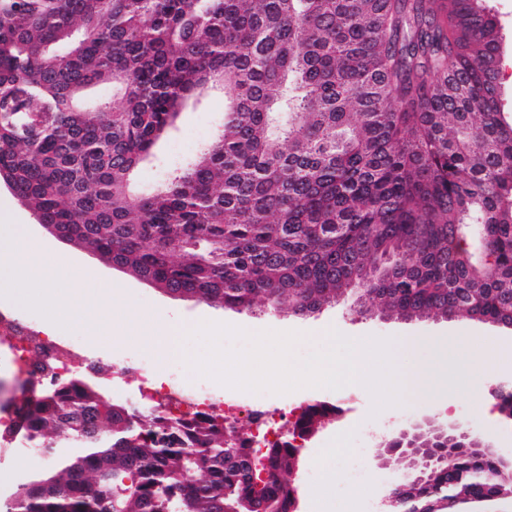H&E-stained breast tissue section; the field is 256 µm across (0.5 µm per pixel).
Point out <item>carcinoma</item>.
I'll list each match as a JSON object with an SVG mask.
<instances>
[{
    "instance_id": "obj_1",
    "label": "carcinoma",
    "mask_w": 512,
    "mask_h": 512,
    "mask_svg": "<svg viewBox=\"0 0 512 512\" xmlns=\"http://www.w3.org/2000/svg\"><path fill=\"white\" fill-rule=\"evenodd\" d=\"M486 0H0V169L40 224L172 295L308 316L358 290L401 319L512 324V118ZM110 85L118 103L86 104ZM224 125L153 193L136 168L191 99ZM8 405L54 465L5 512H290L296 448L263 483L224 424L114 404L78 372ZM328 411L310 405L311 429ZM65 434L78 450L64 454ZM500 459L396 492L451 512Z\"/></svg>"
}]
</instances>
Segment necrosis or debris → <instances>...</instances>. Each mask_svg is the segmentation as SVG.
<instances>
[{"label":"necrosis or debris","mask_w":512,"mask_h":512,"mask_svg":"<svg viewBox=\"0 0 512 512\" xmlns=\"http://www.w3.org/2000/svg\"><path fill=\"white\" fill-rule=\"evenodd\" d=\"M0 344L6 346L19 379L34 374L48 386L68 377L77 368L92 366L97 367L100 375L109 382L131 373L138 377L139 393L148 404L173 401L188 416L220 417L228 428L240 417H247L250 431L242 439V446L247 451L302 445L300 429L288 427V411L257 408L246 398L216 400L209 387L192 381L186 368L171 369L160 378L156 375L155 361L149 356L128 360L118 355L96 365L82 355L78 337L50 336L4 313H0Z\"/></svg>","instance_id":"1"}]
</instances>
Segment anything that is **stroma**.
Returning a JSON list of instances; mask_svg holds the SVG:
<instances>
[{
    "instance_id": "1",
    "label": "stroma",
    "mask_w": 512,
    "mask_h": 512,
    "mask_svg": "<svg viewBox=\"0 0 512 512\" xmlns=\"http://www.w3.org/2000/svg\"><path fill=\"white\" fill-rule=\"evenodd\" d=\"M489 6L504 36L501 57V89L503 104L512 111V0H490ZM224 123V92L222 88L210 89L200 100L189 101L181 112L169 134L159 141L136 174L138 187L147 189L159 186L170 169L196 155L221 129ZM0 216L22 227L25 232L47 251L48 255L61 257L76 265L92 270L101 280L111 282L116 294L112 301L115 316H124L126 311L154 317L169 316L189 327L204 321H214L240 327L256 334L265 330L281 328L297 331L302 335L294 348L296 358H304L314 349L323 347V338L329 330L346 335L376 336L393 341V354L399 367L412 368L427 364L433 358L431 352L415 348H403L406 339L425 336L453 334L462 338L486 336L497 340L499 349L512 351V329L472 320L462 316L444 319L398 320L379 313L377 307L359 306L355 293L342 296L336 304L323 308L319 313L301 317L282 311H265L254 314L248 311L235 312L212 306L192 298L177 297L145 280L136 278L100 260L90 252L65 243L38 225L32 211L6 188L0 187ZM70 333L82 339L85 354L92 358H107L111 353L122 352L126 358H136L133 344H118L106 336L96 313L82 316L80 323L71 325ZM449 402L446 413H439L436 399ZM339 412L309 438L299 454V470L316 465L319 470L334 468L345 470L352 453L336 451L345 433L364 428L369 433L371 447L393 436L399 428L433 421L440 425L457 424L465 428L484 431L495 450L512 451V417L497 414L488 420L473 407L472 395L461 382V373L456 365H448L442 371L434 398L421 396L414 388L404 390V404L388 407L372 413V398L368 391L355 390L338 403ZM20 456L11 451L0 450V499H9L22 480L30 479L47 471L48 459L30 458L28 466H21ZM405 473L403 460L393 459L386 467L374 466L365 492L353 497L351 492L333 487L330 493L329 512H368L370 494L387 480L402 478Z\"/></svg>"
}]
</instances>
